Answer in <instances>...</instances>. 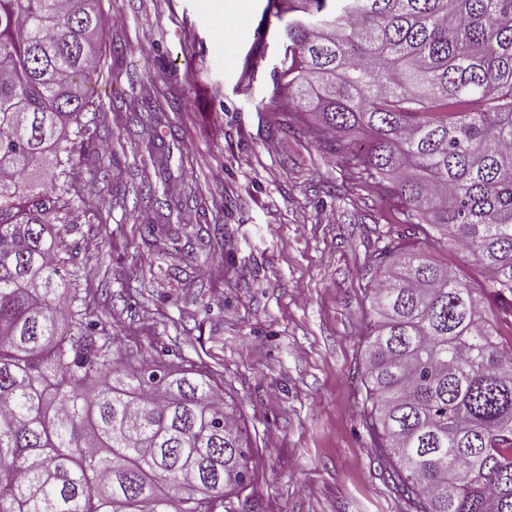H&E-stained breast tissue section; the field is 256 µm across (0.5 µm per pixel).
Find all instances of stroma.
Returning <instances> with one entry per match:
<instances>
[{
	"instance_id": "35a3bbf8",
	"label": "stroma",
	"mask_w": 512,
	"mask_h": 512,
	"mask_svg": "<svg viewBox=\"0 0 512 512\" xmlns=\"http://www.w3.org/2000/svg\"><path fill=\"white\" fill-rule=\"evenodd\" d=\"M93 5L81 192L102 214L71 241L110 346L223 382L255 460L235 512H405L360 419L369 256L414 242L400 201L350 180L315 115L295 123L265 0Z\"/></svg>"
}]
</instances>
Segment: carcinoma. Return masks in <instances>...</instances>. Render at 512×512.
<instances>
[{
  "label": "carcinoma",
  "instance_id": "1",
  "mask_svg": "<svg viewBox=\"0 0 512 512\" xmlns=\"http://www.w3.org/2000/svg\"><path fill=\"white\" fill-rule=\"evenodd\" d=\"M91 0H0V512H234L245 423L209 374L117 356L61 274L103 26ZM273 79L417 245L375 250L363 416L412 512H512V344L468 249L512 296V0H298ZM25 123L12 122L17 102ZM52 161L56 184L30 180ZM435 259L439 262H448L449 265L456 268L460 273L468 276L475 288H482L487 282V275L479 273L473 256L466 250L446 249L445 247H437L433 251Z\"/></svg>",
  "mask_w": 512,
  "mask_h": 512
}]
</instances>
